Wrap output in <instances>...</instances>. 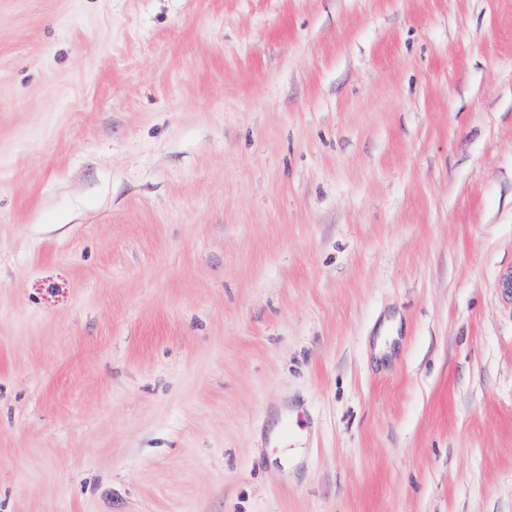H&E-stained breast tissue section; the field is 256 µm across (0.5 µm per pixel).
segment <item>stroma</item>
<instances>
[{"label":"stroma","instance_id":"1","mask_svg":"<svg viewBox=\"0 0 512 512\" xmlns=\"http://www.w3.org/2000/svg\"><path fill=\"white\" fill-rule=\"evenodd\" d=\"M0 512H512V0H0Z\"/></svg>","mask_w":512,"mask_h":512}]
</instances>
